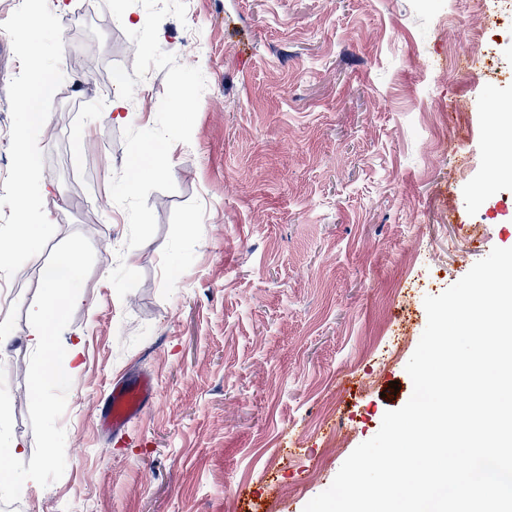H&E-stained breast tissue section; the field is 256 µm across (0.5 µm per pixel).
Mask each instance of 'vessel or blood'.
Returning <instances> with one entry per match:
<instances>
[{
    "mask_svg": "<svg viewBox=\"0 0 512 512\" xmlns=\"http://www.w3.org/2000/svg\"><path fill=\"white\" fill-rule=\"evenodd\" d=\"M155 397L151 376L134 374L113 381L97 415L98 426L112 437L125 436L129 423L140 417Z\"/></svg>",
    "mask_w": 512,
    "mask_h": 512,
    "instance_id": "b4317fda",
    "label": "vessel or blood"
}]
</instances>
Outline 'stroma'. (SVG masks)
I'll use <instances>...</instances> for the list:
<instances>
[{
  "label": "stroma",
  "mask_w": 512,
  "mask_h": 512,
  "mask_svg": "<svg viewBox=\"0 0 512 512\" xmlns=\"http://www.w3.org/2000/svg\"><path fill=\"white\" fill-rule=\"evenodd\" d=\"M48 0L61 70L39 147L55 234L6 289L0 441L17 442L12 512H304L401 408L405 367L444 292L512 248V178L489 162V92L512 104V23L494 68H455L497 0H187L158 39L206 79L175 191H151L153 237L129 249L111 198L126 126H154L150 69L115 121L111 65L136 45L97 0ZM485 187L481 204L472 194ZM79 247L57 331L75 379L32 395L40 263ZM152 374L156 398L123 439L97 427L113 380Z\"/></svg>",
  "instance_id": "1"
}]
</instances>
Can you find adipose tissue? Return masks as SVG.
<instances>
[{
    "label": "adipose tissue",
    "instance_id": "adipose-tissue-1",
    "mask_svg": "<svg viewBox=\"0 0 512 512\" xmlns=\"http://www.w3.org/2000/svg\"><path fill=\"white\" fill-rule=\"evenodd\" d=\"M80 265V252L73 247L59 253L44 269L46 293L29 340L43 358V374L33 381V390H40L44 378L70 379L81 369L77 362L80 345L62 347L56 342L57 328L63 323L74 298L73 290L78 286Z\"/></svg>",
    "mask_w": 512,
    "mask_h": 512
}]
</instances>
